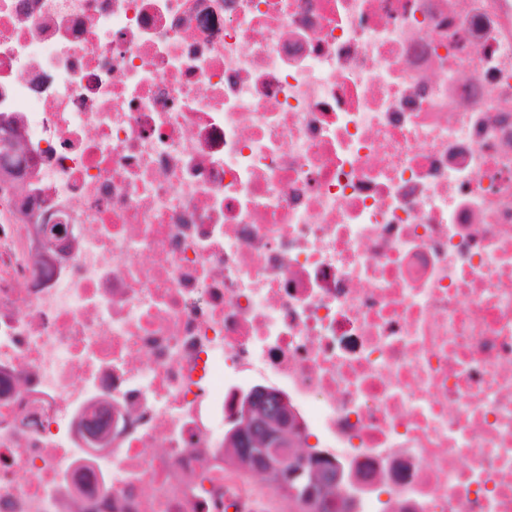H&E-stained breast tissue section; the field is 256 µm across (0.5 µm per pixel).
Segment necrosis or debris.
I'll use <instances>...</instances> for the list:
<instances>
[{"instance_id": "obj_1", "label": "necrosis or debris", "mask_w": 512, "mask_h": 512, "mask_svg": "<svg viewBox=\"0 0 512 512\" xmlns=\"http://www.w3.org/2000/svg\"><path fill=\"white\" fill-rule=\"evenodd\" d=\"M0 512H270L238 387L360 489L512 512V0H0Z\"/></svg>"}]
</instances>
